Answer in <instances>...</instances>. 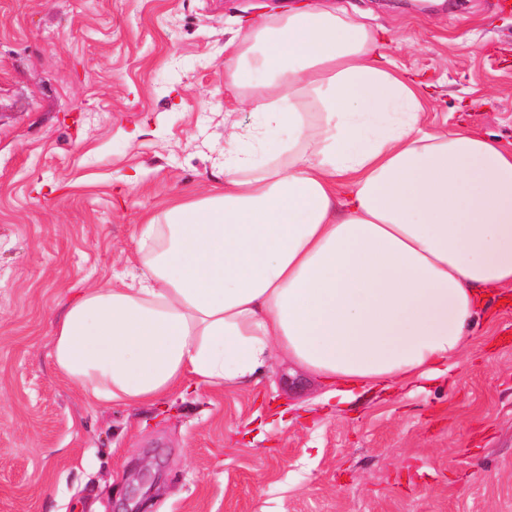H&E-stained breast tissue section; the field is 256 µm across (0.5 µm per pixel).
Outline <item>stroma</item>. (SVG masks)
I'll return each mask as SVG.
<instances>
[{"label":"stroma","mask_w":512,"mask_h":512,"mask_svg":"<svg viewBox=\"0 0 512 512\" xmlns=\"http://www.w3.org/2000/svg\"><path fill=\"white\" fill-rule=\"evenodd\" d=\"M430 86L428 123L512 141V16L492 0H348ZM282 0H0V512H512V305L447 377L343 409L257 387L87 407L48 342L79 289L133 271L138 224L222 181L224 44Z\"/></svg>","instance_id":"obj_1"}]
</instances>
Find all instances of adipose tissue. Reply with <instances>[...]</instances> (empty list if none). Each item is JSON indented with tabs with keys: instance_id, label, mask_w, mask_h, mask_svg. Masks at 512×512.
I'll return each instance as SVG.
<instances>
[{
	"instance_id": "obj_1",
	"label": "adipose tissue",
	"mask_w": 512,
	"mask_h": 512,
	"mask_svg": "<svg viewBox=\"0 0 512 512\" xmlns=\"http://www.w3.org/2000/svg\"><path fill=\"white\" fill-rule=\"evenodd\" d=\"M228 80L256 115L224 180L150 215L132 282L81 291L49 355L91 407L282 364L319 403L446 376L489 291L512 294V143L429 130L418 85L332 0L245 19Z\"/></svg>"
}]
</instances>
